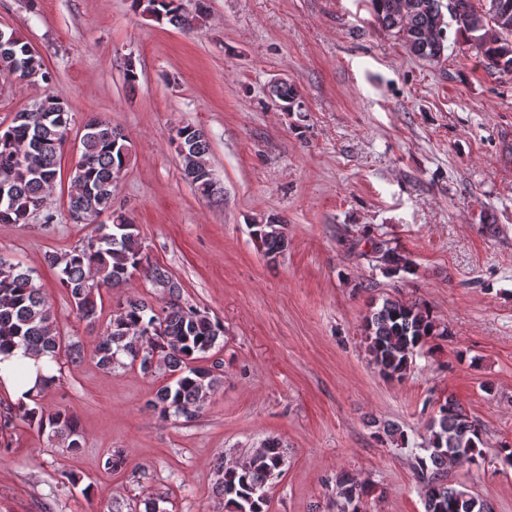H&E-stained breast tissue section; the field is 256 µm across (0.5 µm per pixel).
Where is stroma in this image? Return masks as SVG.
<instances>
[{"instance_id":"obj_1","label":"stroma","mask_w":512,"mask_h":512,"mask_svg":"<svg viewBox=\"0 0 512 512\" xmlns=\"http://www.w3.org/2000/svg\"><path fill=\"white\" fill-rule=\"evenodd\" d=\"M206 2L187 34L132 0H0V27L34 47L72 108L56 190L28 223L0 224V254L34 271L83 353L37 398L43 412L76 416L81 452L17 422L0 440V512H141L152 497L162 512H230L214 491L217 460L269 438L286 455L271 512H325L346 472L370 486L362 512H425L413 462L448 397L480 424L486 457L450 468L449 485L512 512V468L498 456L512 446V75L462 55L453 24L440 62L417 58L369 0ZM280 79L297 84L299 111L269 97ZM43 92L0 77V121ZM93 116L130 143L114 206L137 224L150 264L224 324V379L190 421L147 409L162 373L109 372L93 355L119 302L158 308L163 290L139 275L101 289L91 324L45 261L90 232L68 197ZM187 124L210 141L208 197L184 179L171 142ZM269 215L288 226L272 261L249 233ZM378 241L404 251L414 273L386 270ZM386 298L427 304L449 331L399 381L377 372L363 341ZM387 424L405 444L382 436ZM116 450L124 467L106 469Z\"/></svg>"}]
</instances>
